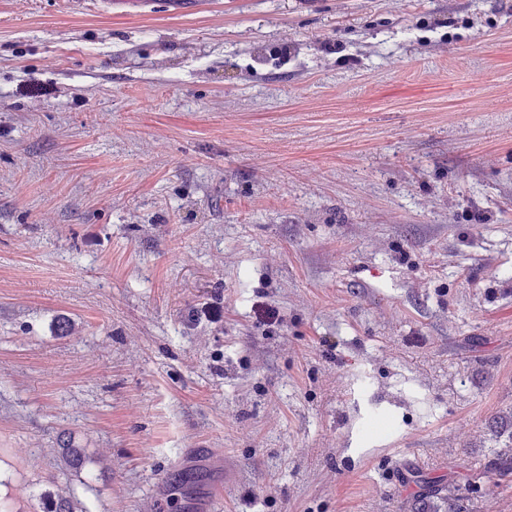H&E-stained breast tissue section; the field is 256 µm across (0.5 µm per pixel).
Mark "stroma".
Returning a JSON list of instances; mask_svg holds the SVG:
<instances>
[{
	"mask_svg": "<svg viewBox=\"0 0 512 512\" xmlns=\"http://www.w3.org/2000/svg\"><path fill=\"white\" fill-rule=\"evenodd\" d=\"M502 448L512 0H0V512H512ZM84 450L83 448H74L70 441H62L61 462L68 471L78 475L83 470L87 461Z\"/></svg>",
	"mask_w": 512,
	"mask_h": 512,
	"instance_id": "1",
	"label": "stroma"
}]
</instances>
